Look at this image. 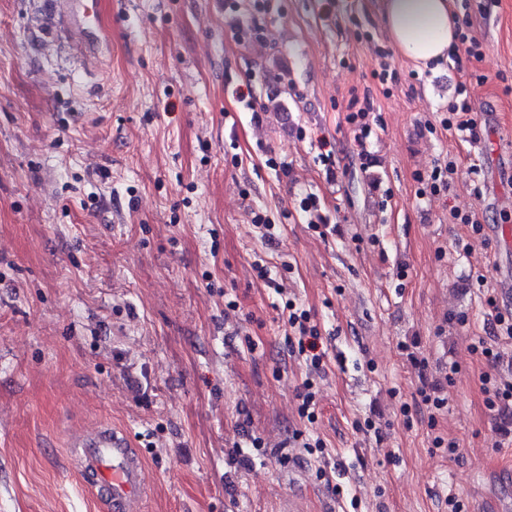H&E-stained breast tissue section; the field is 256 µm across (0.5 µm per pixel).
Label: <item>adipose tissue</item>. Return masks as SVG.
Returning <instances> with one entry per match:
<instances>
[{"instance_id":"adipose-tissue-1","label":"adipose tissue","mask_w":512,"mask_h":512,"mask_svg":"<svg viewBox=\"0 0 512 512\" xmlns=\"http://www.w3.org/2000/svg\"><path fill=\"white\" fill-rule=\"evenodd\" d=\"M381 18L396 50L420 68H438L457 40L453 0H381Z\"/></svg>"}]
</instances>
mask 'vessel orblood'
Listing matches in <instances>:
<instances>
[{"label":"vessel or blood","instance_id":"vessel-or-blood-1","mask_svg":"<svg viewBox=\"0 0 512 512\" xmlns=\"http://www.w3.org/2000/svg\"><path fill=\"white\" fill-rule=\"evenodd\" d=\"M74 454L79 471L95 477L110 497L114 512H138L147 492L143 458L123 432L98 426L75 442Z\"/></svg>","mask_w":512,"mask_h":512}]
</instances>
